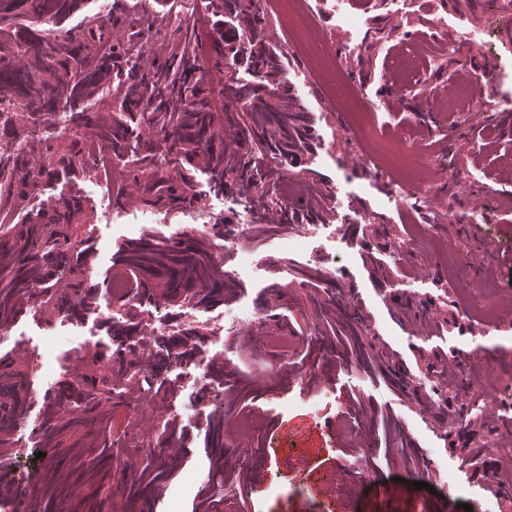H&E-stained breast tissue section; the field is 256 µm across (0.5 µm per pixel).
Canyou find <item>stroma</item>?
<instances>
[{"mask_svg": "<svg viewBox=\"0 0 512 512\" xmlns=\"http://www.w3.org/2000/svg\"><path fill=\"white\" fill-rule=\"evenodd\" d=\"M176 2L146 0L138 17L151 39V58L168 57L198 26L215 35L227 22L202 7L173 23ZM316 14L321 31L342 34L333 54L344 81L378 107L368 118L372 139L356 142L344 110L330 106L326 90L313 78L310 59L289 53L288 78L311 114L317 140L302 167L291 169L285 178L286 192L299 196L306 181L322 182L330 192L329 218L310 219L260 243L242 241L229 250L218 224L238 223L245 213L256 224L266 211L260 202L212 190L208 174L200 170L192 185L199 197L194 205L152 208L130 197L90 217L92 256L86 274L101 290L133 229L158 237L178 232L211 237L225 280L238 287L233 299L188 310L152 306L143 318L156 324L168 316L180 317L206 326L227 309L246 311L247 322L227 324L210 355L233 370L244 358L255 359L248 391L258 398L256 409L225 410L223 396L187 389L172 373L166 392L145 402L137 384L114 376L112 416L126 427L124 433L112 434L113 447L123 450L135 470L158 471L166 465L164 458L145 457L142 449L158 440L168 417H177L183 436L175 476L162 494L132 496L121 472L100 449L90 447L84 432L68 434L48 451L52 463L72 472L71 491L53 502V512H116L120 507L127 512H191L208 491L220 457L231 466L247 462L255 482L244 503L235 482L225 483L226 512L241 506L247 512H431L437 503L447 512H506L497 491L512 483V454L495 456L488 468L462 466L448 446V425L439 412L421 410L395 375L371 377L353 364L327 357L303 332L311 298L323 297L326 278H333L352 291L370 333L396 353L413 382H428L427 366L437 354L456 348L468 355L467 366L452 357L444 363L449 374H465L469 392L478 400L477 420L468 436L477 443L488 429L503 428L505 408L512 404V388L504 386L505 376H512V356L498 354L512 343V128L503 125L498 105L512 102V41L496 40L494 49L475 54L467 41L481 39L487 29L512 25V10L504 9L502 0H403L398 6L389 0L376 7L360 0L338 7L332 0H318ZM423 45L428 51L410 78L411 95L403 99L387 94L395 83L398 49ZM491 74L497 80L488 93L476 80ZM463 83L472 85L477 104L452 123L441 104L453 86ZM400 136L414 140L423 155L446 163L436 172V195H429L421 183L408 184L407 208L391 200L379 168L362 160L374 144ZM450 168L461 176L456 192L444 188ZM399 238L413 241L406 254L388 248ZM452 248L468 260L467 283L448 273L445 258ZM243 251L252 255L245 269L239 263ZM310 270L321 271L322 279L302 281L301 272ZM275 284L287 286L288 296L270 314L264 304ZM467 298L477 301L481 314L465 310ZM426 302L431 305L427 321H416L415 311ZM279 322L294 333L290 353L271 345L242 344L243 336L272 332ZM48 334L58 339L60 364L41 368L34 347ZM106 334L104 323L77 329L66 314L43 315L32 308L0 333V359L27 365L31 432L11 436L18 469L42 476L37 454L43 402L79 365L85 351L81 337ZM284 355L301 373L296 382L280 372ZM353 397L360 410L355 427L341 417ZM386 414L399 420L411 446L424 451L431 472L404 462L395 449L379 448ZM374 449L380 455L371 470L362 456ZM335 466L341 469L336 500L321 495L315 479ZM419 481L424 484L420 490L415 487Z\"/></svg>", "mask_w": 512, "mask_h": 512, "instance_id": "stroma-1", "label": "stroma"}]
</instances>
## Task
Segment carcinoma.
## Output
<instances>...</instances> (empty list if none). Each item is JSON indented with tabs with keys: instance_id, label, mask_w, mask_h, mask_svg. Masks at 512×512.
Wrapping results in <instances>:
<instances>
[{
	"instance_id": "carcinoma-1",
	"label": "carcinoma",
	"mask_w": 512,
	"mask_h": 512,
	"mask_svg": "<svg viewBox=\"0 0 512 512\" xmlns=\"http://www.w3.org/2000/svg\"><path fill=\"white\" fill-rule=\"evenodd\" d=\"M257 0H209L208 7L230 15L236 27L221 34L224 93L237 104L234 112H209L205 99L213 82L207 74L192 80L196 62L184 52L172 55L153 69L123 77L118 59L121 43L96 54L94 43L106 37L105 28H88V36L60 37L56 28L89 0H0V139L21 141L20 151L0 157V211H13L35 195L41 184L67 178V196L27 213L20 224L0 226V326L10 324L32 298L41 312L81 316L96 299L85 269L89 237L77 215L89 207L72 180L92 173L91 162L106 150L127 167L128 186L150 207L192 205L193 171L203 168L213 186L234 188L242 195L268 198L269 220L254 227L255 238L282 233L304 217L329 214L328 190L311 183L298 201L280 198L277 183L266 186L264 161H280L281 173L309 155L314 144L309 112L286 76L284 53L271 46L268 21ZM256 79L251 82L244 78ZM117 83L118 112L106 117L91 112L88 100L100 89ZM59 112L69 116L73 131L69 143H52L50 130ZM172 157L173 167L162 170L159 154ZM116 264L129 277L130 296L113 300L125 311L124 320L110 324L112 345L85 352L81 369L67 374L54 397L43 406L41 443L51 448L67 432L103 427L110 411L100 409L112 400V363H124L126 342L135 333L153 335L138 319L142 306L166 303L199 307L226 302L236 285L224 281L214 252L205 237L160 238L145 234L123 244ZM317 308L313 331L336 332L356 344L353 362L374 375L390 367L392 356L375 336L366 337L365 318L353 299L339 288L327 292ZM203 333L183 328L173 336H159L140 356L162 374L173 361H188L199 350ZM14 362L0 359V450L11 445L14 424L26 414L28 392L24 373ZM415 401L436 405L458 418L472 414V401L461 394L465 386L434 382L406 383ZM502 434L489 431L480 449L465 442L457 448L462 460L474 467L498 451ZM69 472L57 466L36 489L46 498L64 494Z\"/></svg>"
}]
</instances>
